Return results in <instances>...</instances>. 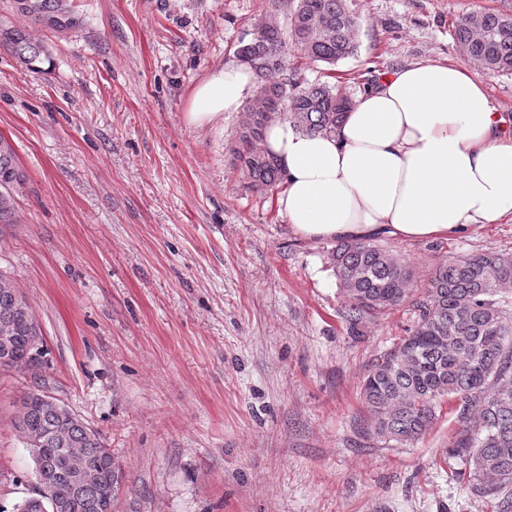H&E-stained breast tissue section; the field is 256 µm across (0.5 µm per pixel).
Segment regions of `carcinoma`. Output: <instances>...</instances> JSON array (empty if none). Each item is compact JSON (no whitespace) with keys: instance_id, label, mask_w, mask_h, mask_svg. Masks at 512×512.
<instances>
[{"instance_id":"cac0c4a2","label":"carcinoma","mask_w":512,"mask_h":512,"mask_svg":"<svg viewBox=\"0 0 512 512\" xmlns=\"http://www.w3.org/2000/svg\"><path fill=\"white\" fill-rule=\"evenodd\" d=\"M17 14L62 31L76 25L66 0H14ZM358 19L349 0H267L250 40L237 56L257 86L244 106L231 146L234 165L256 192L281 181L278 164L261 147L265 128L287 120L308 134L331 133L354 99L340 86L282 78L288 54L334 66L358 51ZM453 36L462 52L485 69L512 73V15L482 12L460 17ZM0 46L35 68L45 53L33 31L0 19ZM25 175L13 144L0 135V236L16 223L17 192ZM345 317L356 323L410 302L416 320L410 334L369 369L362 398L368 412L363 436L408 443L424 434L444 400L458 403L459 428L448 456L459 461L454 479L491 512H512V255L492 248L448 260L435 268L424 296L410 288V265L366 242L340 241L332 252ZM0 287V318L14 312L15 283ZM7 340L16 362L30 358L29 333L21 325ZM34 389L20 401L15 427L32 462L54 473L45 512H115L120 471L97 433L78 416L62 422L56 406ZM86 454L95 478L73 487L66 460Z\"/></svg>"}]
</instances>
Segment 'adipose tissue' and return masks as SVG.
Listing matches in <instances>:
<instances>
[{"label":"adipose tissue","instance_id":"obj_1","mask_svg":"<svg viewBox=\"0 0 512 512\" xmlns=\"http://www.w3.org/2000/svg\"><path fill=\"white\" fill-rule=\"evenodd\" d=\"M253 80L242 66L214 70L187 122L238 111ZM262 146L284 179L279 210L309 240L440 239L512 222V119L448 59L380 73L333 133L279 120Z\"/></svg>","mask_w":512,"mask_h":512}]
</instances>
